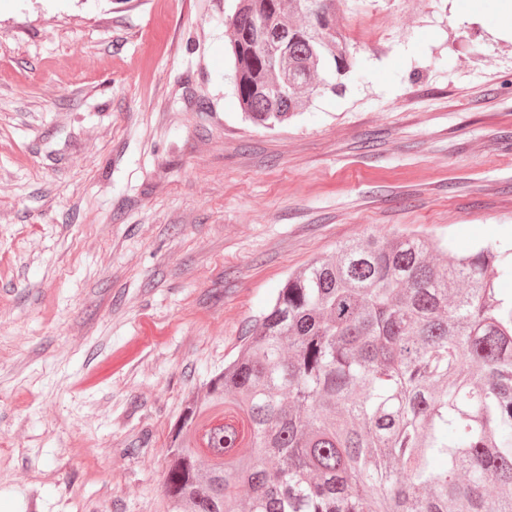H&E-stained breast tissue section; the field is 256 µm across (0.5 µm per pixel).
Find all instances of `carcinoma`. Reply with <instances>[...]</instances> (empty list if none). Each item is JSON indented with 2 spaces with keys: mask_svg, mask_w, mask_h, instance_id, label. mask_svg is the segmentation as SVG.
Instances as JSON below:
<instances>
[{
  "mask_svg": "<svg viewBox=\"0 0 512 512\" xmlns=\"http://www.w3.org/2000/svg\"><path fill=\"white\" fill-rule=\"evenodd\" d=\"M339 2L238 0L234 88L254 124L338 86L346 37L317 33L315 9ZM256 15L288 64L246 40ZM438 253L368 235L289 276L174 424L170 512H512V296L491 247Z\"/></svg>",
  "mask_w": 512,
  "mask_h": 512,
  "instance_id": "carcinoma-1",
  "label": "carcinoma"
}]
</instances>
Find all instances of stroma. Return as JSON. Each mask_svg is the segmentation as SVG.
<instances>
[{"instance_id":"obj_1","label":"stroma","mask_w":512,"mask_h":512,"mask_svg":"<svg viewBox=\"0 0 512 512\" xmlns=\"http://www.w3.org/2000/svg\"><path fill=\"white\" fill-rule=\"evenodd\" d=\"M236 5L0 0V512H169L185 399L346 241L489 246L512 294L494 7L341 0L352 67L268 129L235 97Z\"/></svg>"}]
</instances>
